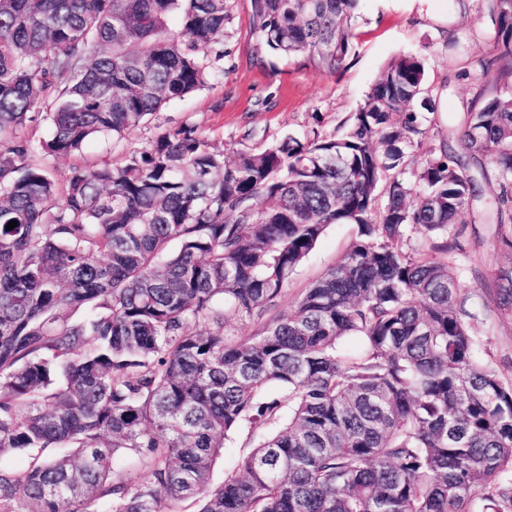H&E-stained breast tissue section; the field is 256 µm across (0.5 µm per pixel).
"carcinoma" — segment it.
Here are the masks:
<instances>
[{
    "instance_id": "obj_1",
    "label": "carcinoma",
    "mask_w": 512,
    "mask_h": 512,
    "mask_svg": "<svg viewBox=\"0 0 512 512\" xmlns=\"http://www.w3.org/2000/svg\"><path fill=\"white\" fill-rule=\"evenodd\" d=\"M481 2L468 65L495 92L409 183L435 102L419 56L390 60L339 136L228 156L182 126L92 164L89 140L123 146L222 72L230 0H0V453L28 459H0V512H512V382L476 357L448 264L457 224L512 251V0ZM357 4L247 0L250 64L336 73ZM53 156L75 157L62 179ZM330 224L358 225L350 252L238 338ZM492 294L512 325V267ZM224 454L217 459L212 471V483L221 484L224 476L232 471L233 461L246 446V434H240L233 441L226 442Z\"/></svg>"
}]
</instances>
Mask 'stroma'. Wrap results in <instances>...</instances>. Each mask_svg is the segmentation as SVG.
<instances>
[{
	"mask_svg": "<svg viewBox=\"0 0 512 512\" xmlns=\"http://www.w3.org/2000/svg\"><path fill=\"white\" fill-rule=\"evenodd\" d=\"M448 11V28L463 53L449 55L435 26L410 8L407 0H361L358 36L343 68L329 75L297 61H277L275 72L248 62L251 38L246 0H231L224 39L227 54L220 78L182 101L167 105L136 129L128 147L144 145L158 132L193 126L224 152L267 144L285 134L340 132L391 58L412 53L425 59L427 82L443 95L431 116L435 129L458 125L463 112L485 88L484 78L468 71L465 57L482 54L485 18L480 0H439ZM253 138H245L246 130ZM458 247L448 254L467 311V325L481 362L512 380V325L503 326L489 308L485 289L495 272L512 266V252L500 248L495 225L464 224L452 231ZM358 237L354 224L329 225L294 270L272 309V316L293 310L303 291L347 254Z\"/></svg>",
	"mask_w": 512,
	"mask_h": 512,
	"instance_id": "35a3bbf8",
	"label": "stroma"
}]
</instances>
